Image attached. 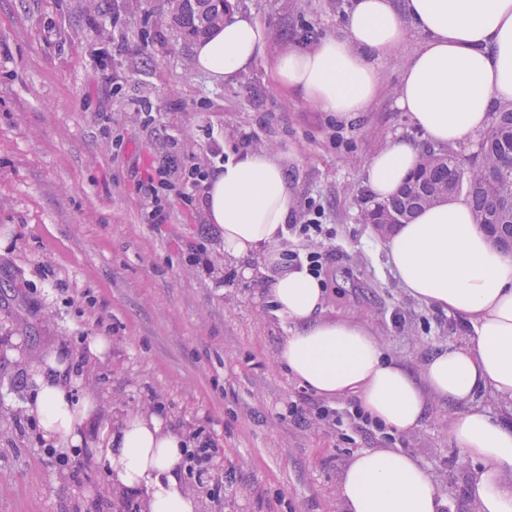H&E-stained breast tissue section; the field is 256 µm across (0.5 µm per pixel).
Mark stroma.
I'll use <instances>...</instances> for the list:
<instances>
[{
    "label": "stroma",
    "instance_id": "1",
    "mask_svg": "<svg viewBox=\"0 0 512 512\" xmlns=\"http://www.w3.org/2000/svg\"><path fill=\"white\" fill-rule=\"evenodd\" d=\"M268 33L266 55L233 84L198 71L169 27L166 0H0V512H143L111 491L90 457L48 454L26 414L28 366L55 352L75 361L76 395L102 418L155 413L188 439L210 438L209 471L185 476L200 512H343L338 483L364 448H403L427 466L451 512H476L475 475L448 441L455 405L434 399L422 425L385 437L289 376V330L264 292L261 254L235 258L202 202L174 200L147 222L144 170L170 157L205 168L215 148L278 152L293 223L323 211L325 316L366 326L385 353L421 372L440 347L464 345L454 316L405 292L382 237L362 219L364 163L398 136L428 141L394 106L398 59L377 61L383 90L350 122L303 104L271 62L338 33L351 0H232ZM108 350L90 352L94 337ZM332 418L321 420L318 409Z\"/></svg>",
    "mask_w": 512,
    "mask_h": 512
}]
</instances>
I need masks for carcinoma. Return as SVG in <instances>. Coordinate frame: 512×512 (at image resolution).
I'll return each instance as SVG.
<instances>
[{
    "mask_svg": "<svg viewBox=\"0 0 512 512\" xmlns=\"http://www.w3.org/2000/svg\"><path fill=\"white\" fill-rule=\"evenodd\" d=\"M171 23L181 36L197 41L224 23V14L232 7L229 0H171ZM466 188L479 226L490 215L494 242L504 251L512 252V212L494 213L497 196L512 195V103L493 112L491 126L482 134L479 151L464 166L452 151L427 150L419 168L386 201H373L366 207L363 219L368 224L389 222L390 212L411 220L419 211L436 204L431 193L438 190L451 198Z\"/></svg>",
    "mask_w": 512,
    "mask_h": 512,
    "instance_id": "cac0c4a2",
    "label": "carcinoma"
}]
</instances>
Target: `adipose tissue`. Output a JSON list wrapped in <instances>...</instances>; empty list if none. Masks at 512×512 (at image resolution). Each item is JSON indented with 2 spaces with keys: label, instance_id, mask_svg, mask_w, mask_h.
<instances>
[{
  "label": "adipose tissue",
  "instance_id": "ef3b65f1",
  "mask_svg": "<svg viewBox=\"0 0 512 512\" xmlns=\"http://www.w3.org/2000/svg\"><path fill=\"white\" fill-rule=\"evenodd\" d=\"M410 25L424 41L402 64L396 107L440 147L484 132L494 109L512 103V0H352L340 35L274 56L275 79L301 102L341 121L355 119L382 91L376 59L390 56ZM266 48L265 28L233 12L195 44L194 63L215 82L231 83ZM420 159L418 144L406 138L372 154L365 174L375 199H389ZM203 204L225 253L262 252L268 302L290 327L278 359L295 380L325 399L356 398L391 433L417 429L428 396L458 405L448 438L478 465L469 487L478 512H512V422L473 404L485 389L512 401V253L491 243L467 197L423 209L383 241L402 287L469 332L466 345L438 349L417 375L362 326L324 317L321 280L307 267L283 263L295 193L276 153L229 151L207 182ZM28 375L35 391L27 413L57 452L90 453L114 490L143 496L144 512H199L198 498L184 487L185 440L160 416L135 413L116 426L98 421L96 399L75 397L72 362L62 352L32 364ZM338 494L344 512L448 507L422 461L399 448L356 452Z\"/></svg>",
  "mask_w": 512,
  "mask_h": 512
}]
</instances>
